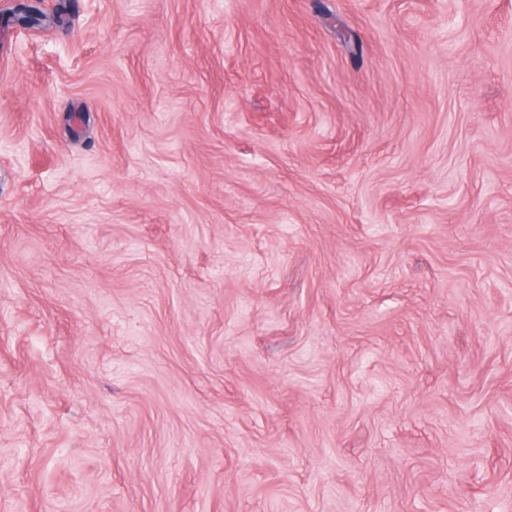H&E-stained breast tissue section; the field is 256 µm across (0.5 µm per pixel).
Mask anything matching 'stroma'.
Wrapping results in <instances>:
<instances>
[{
    "label": "stroma",
    "instance_id": "stroma-1",
    "mask_svg": "<svg viewBox=\"0 0 512 512\" xmlns=\"http://www.w3.org/2000/svg\"><path fill=\"white\" fill-rule=\"evenodd\" d=\"M0 21V512H512V0Z\"/></svg>",
    "mask_w": 512,
    "mask_h": 512
}]
</instances>
